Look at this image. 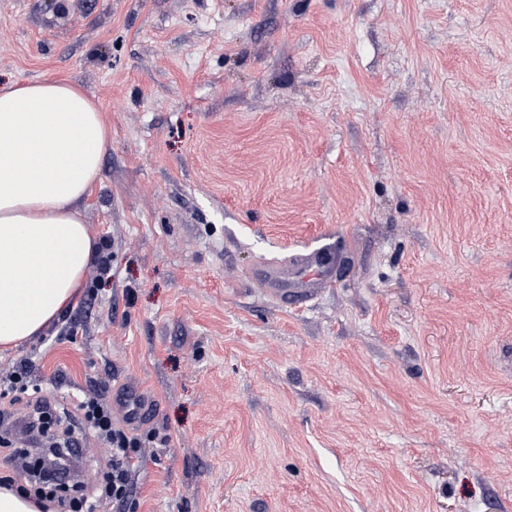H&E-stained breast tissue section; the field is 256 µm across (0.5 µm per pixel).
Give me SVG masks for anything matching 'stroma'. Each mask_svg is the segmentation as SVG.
I'll return each mask as SVG.
<instances>
[{"label":"stroma","instance_id":"35a3bbf8","mask_svg":"<svg viewBox=\"0 0 512 512\" xmlns=\"http://www.w3.org/2000/svg\"><path fill=\"white\" fill-rule=\"evenodd\" d=\"M46 78L111 129L112 275L0 370L155 399L113 512H512V0H0ZM324 246L303 309L250 278Z\"/></svg>","mask_w":512,"mask_h":512}]
</instances>
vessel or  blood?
<instances>
[{
	"label": "vessel or blood",
	"instance_id": "obj_1",
	"mask_svg": "<svg viewBox=\"0 0 512 512\" xmlns=\"http://www.w3.org/2000/svg\"><path fill=\"white\" fill-rule=\"evenodd\" d=\"M336 274L335 258L322 248L295 256L284 264H263L253 269L259 289L282 306H295L316 297Z\"/></svg>",
	"mask_w": 512,
	"mask_h": 512
}]
</instances>
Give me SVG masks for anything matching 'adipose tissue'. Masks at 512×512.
Here are the masks:
<instances>
[{
  "instance_id": "obj_1",
  "label": "adipose tissue",
  "mask_w": 512,
  "mask_h": 512,
  "mask_svg": "<svg viewBox=\"0 0 512 512\" xmlns=\"http://www.w3.org/2000/svg\"><path fill=\"white\" fill-rule=\"evenodd\" d=\"M110 132L77 86L0 87V346L41 335L84 284L98 252L82 201Z\"/></svg>"
}]
</instances>
